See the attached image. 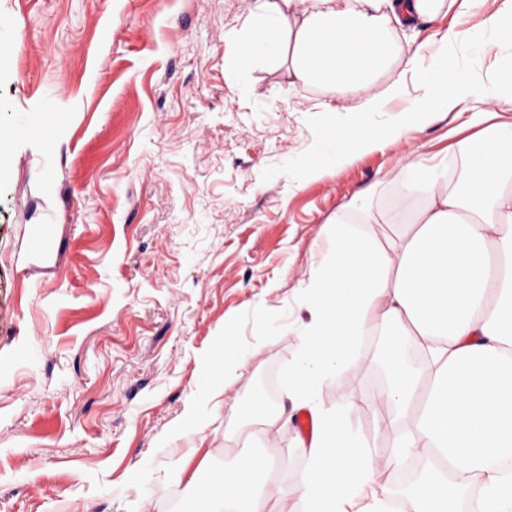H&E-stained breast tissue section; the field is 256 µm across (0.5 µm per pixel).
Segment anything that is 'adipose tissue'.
<instances>
[{
  "mask_svg": "<svg viewBox=\"0 0 512 512\" xmlns=\"http://www.w3.org/2000/svg\"><path fill=\"white\" fill-rule=\"evenodd\" d=\"M483 0H262L258 14L225 60L238 70L245 57L288 55L292 75L344 97L364 95V111L379 107L374 81L398 47L394 27L436 20L482 6ZM445 34L421 73L417 112L467 110L468 76L448 68ZM482 101L488 124L460 145L456 174L438 164L408 162L402 192L421 197L392 250L378 249L345 224L334 227V258L313 284L309 324L291 334L298 361L292 392L312 399L355 352L357 336L375 320L385 338L388 383L376 394L377 418L395 435V455H372L334 410L311 408L315 429L301 450L307 465L300 497L261 483L270 461L253 458L214 472L220 494L198 498L199 512H346L348 501L381 480L396 460L427 457L412 490L413 512H512V127L494 123L491 108L512 97V58L486 72ZM426 356L423 371L404 359L408 343Z\"/></svg>",
  "mask_w": 512,
  "mask_h": 512,
  "instance_id": "obj_1",
  "label": "adipose tissue"
}]
</instances>
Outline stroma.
Here are the masks:
<instances>
[{"instance_id": "1", "label": "stroma", "mask_w": 512, "mask_h": 512, "mask_svg": "<svg viewBox=\"0 0 512 512\" xmlns=\"http://www.w3.org/2000/svg\"><path fill=\"white\" fill-rule=\"evenodd\" d=\"M499 4L402 34L375 80L379 93L401 86L382 111H360L351 91L346 111L327 112L335 92L293 83L287 59L226 71L230 34L259 0H0L12 32L0 53L17 60L0 71V131L15 136L0 162V512H193L190 477L243 448L296 491L302 435L268 426L276 406L260 387L287 396L297 348L283 333L309 320L331 224L385 250L402 232L349 202L402 208L408 161L452 164L477 138L454 111L414 118L428 61L407 60L452 25L463 37L450 64L480 79L503 51L488 26ZM396 122L401 136L311 175L328 126ZM226 334L245 359L235 406L218 408L206 364ZM382 345L368 327L313 398L342 407L379 455L392 446L372 401Z\"/></svg>"}]
</instances>
